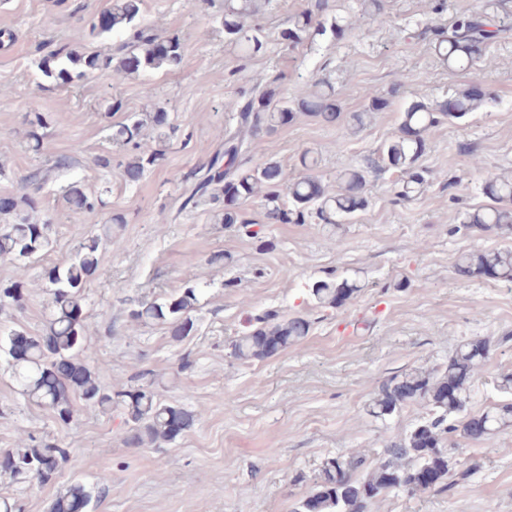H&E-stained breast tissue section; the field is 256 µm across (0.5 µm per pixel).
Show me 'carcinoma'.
I'll list each match as a JSON object with an SVG mask.
<instances>
[{
  "label": "carcinoma",
  "instance_id": "1",
  "mask_svg": "<svg viewBox=\"0 0 512 512\" xmlns=\"http://www.w3.org/2000/svg\"><path fill=\"white\" fill-rule=\"evenodd\" d=\"M270 4L271 0H224V40L236 49L259 51L262 28L257 19ZM327 4L328 0H315L313 7L291 16L284 39L295 45L313 30L326 32L320 16ZM141 6L142 0H113L112 6L103 11L104 24L93 20L89 28L80 27L72 32L71 41L76 44L88 35H127L129 39L121 45V54L84 55L63 47L43 60L44 74L66 85L89 73L106 70L113 82L119 83L147 71L178 65L182 59L180 38L148 32L139 22ZM360 7L377 23L386 21L383 0H361ZM497 7L496 0H489L487 8L460 15L448 29L437 31L433 47L440 60L451 68L476 66L485 51L509 32L508 27L497 21ZM314 87L311 99L301 101L296 109L281 96L275 79L252 91L239 110V126L224 133V151L213 156L197 189L203 195L212 183L225 181L224 193L212 195V200L221 199L224 203L220 223L247 227L248 222L240 219L238 204L256 196L265 202L269 219L276 223L304 224L315 215L324 223L335 225L364 209L367 200L362 191L366 178L361 170L338 174L333 189L309 174L316 161L308 151L301 157L306 173L289 179L277 161L254 167L239 161L254 136L275 131L285 119H293L298 110L326 123L335 122L340 112L334 89L321 81ZM492 102L489 90L480 92L469 84L444 100L432 104L416 101L405 107L401 112L400 134L381 149L384 167L408 174L398 195L409 199L426 183L424 171L417 163L425 154L430 128L447 120H464ZM51 122L48 112L31 114L28 137L34 141V148L41 147L43 132ZM144 127L145 121L134 115L113 132V139L132 149L121 163L130 182L138 181L159 160L160 153L144 148ZM68 169L69 164L62 161L38 168L24 178V185L39 191L58 181ZM483 191L488 203L465 211L460 224L466 230L511 234L512 175L503 173L489 178ZM64 193L73 210H94L95 204L80 182L64 186ZM38 204L39 197L31 193L0 198V215L10 219L0 224V258L15 261L18 267L14 279L0 282V310L23 308L28 292L22 261L43 254L50 247V224L32 220ZM101 246V238L87 237L67 260L44 270L49 301L43 332L33 335L24 329H12L1 335L0 359L19 394L30 404L49 411L63 425L74 420L80 402L103 411L116 406L123 408L126 416L125 445L141 448L171 443L193 427V412L164 403L150 384L127 387L107 381L102 371L93 369L82 358L89 341L84 292L99 268ZM455 267L466 278L492 275L512 281V247L462 255ZM360 291L361 286L352 279L328 277L312 285L310 296L321 307L339 309L342 304L338 298L349 301ZM197 302L196 288L174 286L161 299L137 301L129 318L137 324L165 325L172 339L181 341L194 326ZM310 327L311 323L302 317L288 318L277 311H267L249 321L245 332L230 339L231 356L242 361L271 358L303 340ZM489 352L488 341L468 340L458 344L440 368L404 372L386 379L368 405L371 416L384 420L416 403L428 407V416L404 438L387 444L370 462L357 453L326 459L312 478L308 493L292 512H369L374 500L395 489L443 494L469 483L481 464L476 459L452 461L447 443L453 434L486 442L512 430V401L477 413L467 409L470 381L479 373ZM68 458L69 449L65 446L31 436L21 446L0 453V474L46 485L55 480ZM109 488L106 477L95 484L73 483L52 501L49 512H88L93 499Z\"/></svg>",
  "mask_w": 512,
  "mask_h": 512
}]
</instances>
